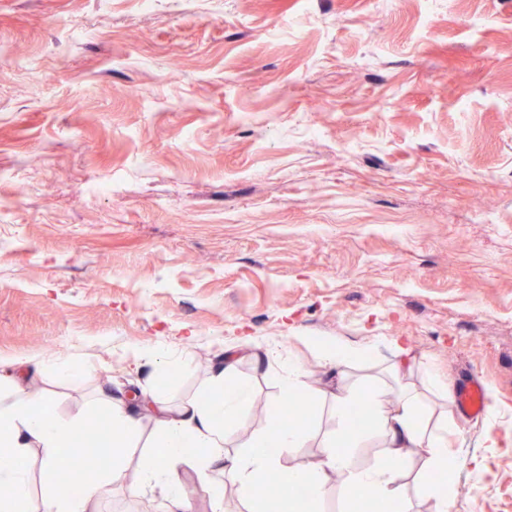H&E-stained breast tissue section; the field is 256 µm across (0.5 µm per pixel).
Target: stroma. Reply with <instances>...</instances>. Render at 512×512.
Here are the masks:
<instances>
[{
  "label": "stroma",
  "instance_id": "obj_1",
  "mask_svg": "<svg viewBox=\"0 0 512 512\" xmlns=\"http://www.w3.org/2000/svg\"><path fill=\"white\" fill-rule=\"evenodd\" d=\"M368 345L350 382L391 383L395 343L449 389L481 377L451 447L487 457L448 512H512V0H0V358L84 362L36 388L68 417L101 392L202 397L226 352L251 398L245 453L274 374L307 372V447L336 433L318 345ZM179 365L151 377L149 353ZM137 447L97 512H166L134 491ZM182 512L250 502L179 464ZM261 512H381L327 498ZM454 402L463 414L472 418L481 417L488 405L483 383L478 378H470L458 388Z\"/></svg>",
  "mask_w": 512,
  "mask_h": 512
}]
</instances>
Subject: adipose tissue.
I'll list each match as a JSON object with an SVG mask.
<instances>
[{"label": "adipose tissue", "mask_w": 512, "mask_h": 512, "mask_svg": "<svg viewBox=\"0 0 512 512\" xmlns=\"http://www.w3.org/2000/svg\"><path fill=\"white\" fill-rule=\"evenodd\" d=\"M12 366V361L0 360V512H93L95 504L110 491L113 470H98L75 491L58 478L56 468L65 450L74 465H82L83 452L75 448L74 439L85 414L63 418L45 409V396L37 393L28 379L16 378ZM391 371L402 383L399 391L375 384L339 389L335 395L340 427L336 442L320 462L288 468L275 456V449L306 447L310 436L304 427L276 424L272 410L266 414L267 425L252 433L248 453L225 455L228 436L250 400L249 388L233 376L232 359H225L223 368L214 373L205 398L185 400L172 410L157 395H144L142 405L154 409L159 427L152 451L139 459L136 487L141 492L165 487L171 491V500H178L173 467L197 459L229 473L246 497L256 503L262 502L265 492L255 477L265 473L285 487L306 486L314 500L324 499L337 489L352 502L393 504L406 502L405 469L417 459L421 462L417 482L430 502V512H448V493L436 487V473H444L453 483L465 470L485 468L486 462L463 449H449L447 421L430 426L417 392L404 384L413 372L404 346H397ZM104 403L112 424L107 445L117 459L133 448L140 418L124 402L108 397ZM357 407L368 410L381 440L380 459L369 466L358 465L354 457L362 436L350 429L349 413ZM32 448L42 451L41 490L35 497L30 494L26 470L18 464Z\"/></svg>", "instance_id": "1"}]
</instances>
